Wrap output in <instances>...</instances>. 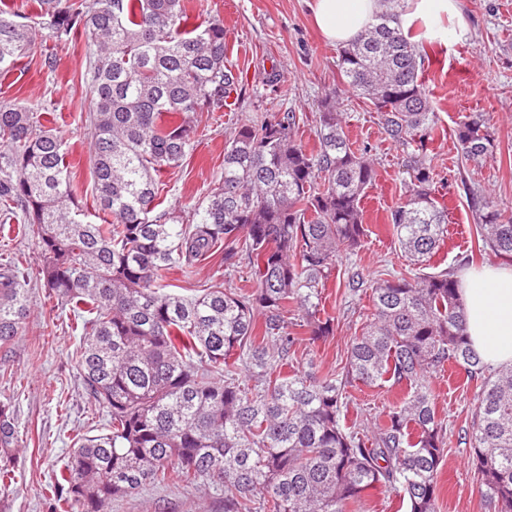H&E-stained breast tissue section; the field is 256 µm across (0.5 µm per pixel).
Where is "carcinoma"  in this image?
<instances>
[{"instance_id":"carcinoma-1","label":"carcinoma","mask_w":512,"mask_h":512,"mask_svg":"<svg viewBox=\"0 0 512 512\" xmlns=\"http://www.w3.org/2000/svg\"><path fill=\"white\" fill-rule=\"evenodd\" d=\"M384 2L379 22L339 51V87L322 101L316 145L298 140L294 112L240 124L224 144L222 181L186 213L158 209L160 176L195 150L198 114L231 108L239 76L224 23H190L186 0H39L57 41L81 30L96 45L85 74L89 163L99 212L111 217L96 224L79 206L63 141L40 121L48 109L0 103V223L21 225L45 292L70 306L79 377L107 416L106 432L77 438L49 485L53 512H105L148 485L198 484L224 496V512H361L377 488L403 495L408 512H436L445 431L429 374L448 364L481 382L464 440L486 501L512 512V367L492 373L470 347L454 275L378 279L341 376L283 373L302 341L297 327L312 342L329 332L319 284L367 232L363 199L377 170L344 130L342 89L368 100L408 149L409 181L388 221L410 264L429 261L448 232L427 163L440 132L430 57L392 26L402 0ZM36 41L24 15L0 9V74ZM169 113L179 121H165ZM455 137L467 161L493 154L482 113ZM477 232L480 248L512 259L511 213L484 201ZM219 250L228 269L248 261L254 288L168 290L167 270ZM27 277L0 261V349L21 333ZM354 382L403 386L406 396L384 421L348 426ZM20 442L13 406L0 401V497Z\"/></svg>"}]
</instances>
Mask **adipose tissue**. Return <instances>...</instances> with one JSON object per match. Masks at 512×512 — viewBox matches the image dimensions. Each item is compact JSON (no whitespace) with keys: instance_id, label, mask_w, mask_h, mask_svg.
Wrapping results in <instances>:
<instances>
[{"instance_id":"adipose-tissue-1","label":"adipose tissue","mask_w":512,"mask_h":512,"mask_svg":"<svg viewBox=\"0 0 512 512\" xmlns=\"http://www.w3.org/2000/svg\"><path fill=\"white\" fill-rule=\"evenodd\" d=\"M459 0H408L396 26L407 31L423 26L427 35L439 37L445 17H459ZM316 27L325 40L346 44L375 22L380 0H313ZM461 295L467 310L472 347L485 367H512V267L489 266L468 272Z\"/></svg>"}]
</instances>
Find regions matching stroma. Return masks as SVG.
<instances>
[{"label": "stroma", "mask_w": 512, "mask_h": 512, "mask_svg": "<svg viewBox=\"0 0 512 512\" xmlns=\"http://www.w3.org/2000/svg\"><path fill=\"white\" fill-rule=\"evenodd\" d=\"M224 22L230 47L227 59L239 71L242 92L234 111L223 117L203 114L198 145L182 167L163 174L165 206L191 210L217 187L224 170V142L234 128L264 112H295L297 137L314 145L321 102L338 82V47L315 28L307 0H192ZM30 24L41 27L40 49L52 52V66L42 58L23 59L19 68L0 76V103L47 101L56 114L54 128L64 140L83 209L97 205L89 165L91 130L86 117L92 101L85 69L95 47L84 35L58 43L43 19L36 0H13ZM465 24L464 38L424 37L433 61L427 84L443 129L429 146L435 196L448 210V237L425 266L426 272L444 269L453 274L469 266L495 263L493 254L477 257L478 203L491 199L499 209L512 212V0H461L460 21H448L452 31ZM277 81H269L270 71ZM343 121L351 141L368 147L378 177L364 199L368 234L360 248L341 252L324 280L322 302L331 318L329 335L312 346H300L287 374L342 373L349 344L358 335L372 300L367 290L352 291L351 274L364 281L407 272L396 236L387 221L398 202L404 179L403 152L382 128L371 106L354 94L343 97ZM472 112L490 119L497 150L485 162L462 161L456 148L458 123ZM0 256L19 258L29 272L30 308L22 332L6 356L0 357V400H10L22 442L15 455V482L0 499V512H48L42 490L53 470L64 465L76 434L94 436L105 414L88 399L75 365L79 338L68 329L67 313L45 303L38 276L37 251L24 236L0 238ZM168 280L184 295L228 284L248 289L253 285L246 264L225 270L219 258L196 264L191 274L172 269ZM431 388L446 426V446L440 465L437 512H489L478 476L469 462L470 448L460 439L468 429L480 384L463 372L434 375ZM348 419L382 415L398 405V387H369L353 383L347 389ZM108 512H224V501L192 487L165 490L145 487L136 495L114 501Z\"/></svg>", "instance_id": "obj_1"}]
</instances>
